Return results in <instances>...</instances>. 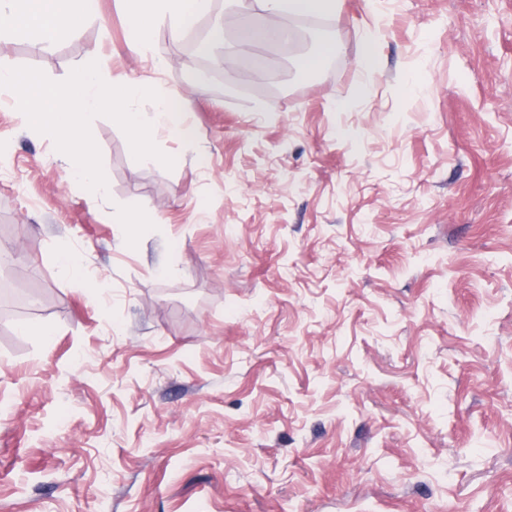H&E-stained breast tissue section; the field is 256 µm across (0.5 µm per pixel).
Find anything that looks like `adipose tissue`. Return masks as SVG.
<instances>
[{"label":"adipose tissue","instance_id":"adipose-tissue-1","mask_svg":"<svg viewBox=\"0 0 512 512\" xmlns=\"http://www.w3.org/2000/svg\"><path fill=\"white\" fill-rule=\"evenodd\" d=\"M340 0H254L264 13L279 17L325 16L336 11ZM213 0H124L128 22L127 44L138 56L151 51L153 30L168 24L181 32L188 19L207 16ZM96 0H0V40L25 39L42 50L73 36L85 17L95 14Z\"/></svg>","mask_w":512,"mask_h":512}]
</instances>
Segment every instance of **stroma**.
<instances>
[{"label": "stroma", "mask_w": 512, "mask_h": 512, "mask_svg": "<svg viewBox=\"0 0 512 512\" xmlns=\"http://www.w3.org/2000/svg\"><path fill=\"white\" fill-rule=\"evenodd\" d=\"M287 26L200 84L167 25L129 51L122 0L0 42V66L101 56L183 93L195 131L155 134L168 170L94 118L101 197L0 102V512H512V0ZM315 33L336 51L301 69ZM130 200L158 218L136 241ZM57 268L72 283L83 288H96L95 279L89 275L81 260L71 252H60L55 256Z\"/></svg>", "instance_id": "1"}]
</instances>
